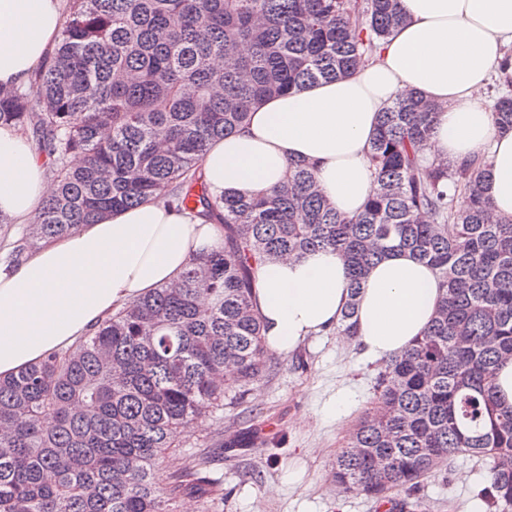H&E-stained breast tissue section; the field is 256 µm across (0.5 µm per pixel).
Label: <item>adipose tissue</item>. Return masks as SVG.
Here are the masks:
<instances>
[{"mask_svg":"<svg viewBox=\"0 0 512 512\" xmlns=\"http://www.w3.org/2000/svg\"><path fill=\"white\" fill-rule=\"evenodd\" d=\"M397 7L405 22L373 63L263 100L244 128L211 144L204 162L211 194L264 195L303 159L336 208L356 214L375 190L368 151L379 116L416 93L443 107L423 159L487 156L491 212L512 220V130L479 104L512 48V0H397ZM62 9L63 0H0V86L24 84L45 63ZM52 191L27 139L0 125V214L30 224ZM221 232L150 200L44 241L20 263H0V379L66 351L127 303L176 282ZM438 282L433 268L404 251L373 265L355 344L375 360L399 354L435 316ZM254 300L268 350L285 355L335 326L348 301V270L327 251L266 263L255 271Z\"/></svg>","mask_w":512,"mask_h":512,"instance_id":"1","label":"adipose tissue"}]
</instances>
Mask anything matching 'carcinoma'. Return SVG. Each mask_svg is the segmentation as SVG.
<instances>
[{"label":"carcinoma","instance_id":"obj_1","mask_svg":"<svg viewBox=\"0 0 512 512\" xmlns=\"http://www.w3.org/2000/svg\"><path fill=\"white\" fill-rule=\"evenodd\" d=\"M404 22L397 0H66L48 62L0 86V122L35 142L55 183L11 261L150 199L224 234L177 283L0 379V512H177L185 494L216 512L223 494L203 463L165 459L195 419L265 372L255 266L340 255L349 299L333 332L350 338L366 274L395 249L434 268L445 295L426 333L384 361L374 406L336 456V488L379 500L466 456L487 469L488 512H512V405L493 387L512 360V221L489 215L486 159L420 163L441 107L414 95L381 112L375 193L351 217L305 161L263 198L213 196L205 181L209 145L244 127L259 101L354 73ZM241 43L252 52L238 54ZM493 114L512 129V92Z\"/></svg>","mask_w":512,"mask_h":512}]
</instances>
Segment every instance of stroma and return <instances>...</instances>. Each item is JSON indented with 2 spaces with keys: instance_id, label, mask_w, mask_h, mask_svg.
<instances>
[{
  "instance_id": "1",
  "label": "stroma",
  "mask_w": 512,
  "mask_h": 512,
  "mask_svg": "<svg viewBox=\"0 0 512 512\" xmlns=\"http://www.w3.org/2000/svg\"><path fill=\"white\" fill-rule=\"evenodd\" d=\"M381 368L342 337L321 333L267 370L239 404L203 417L187 433L184 458L204 456L224 489L223 512H398L394 502L341 495L332 464L372 407ZM238 438L235 450L225 441ZM482 470L457 457L426 478L417 512H485Z\"/></svg>"
}]
</instances>
